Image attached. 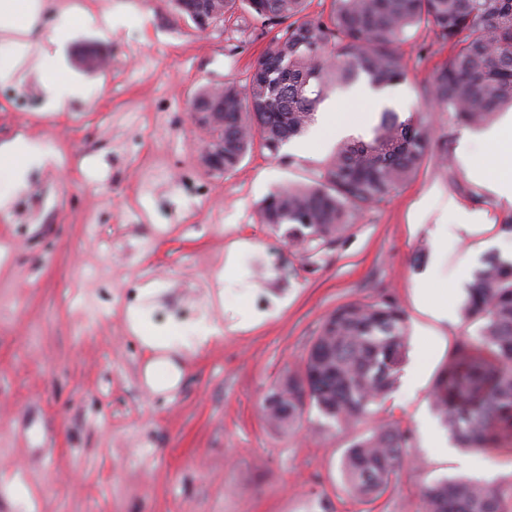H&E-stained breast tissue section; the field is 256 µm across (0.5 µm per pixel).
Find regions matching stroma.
<instances>
[{"label":"stroma","instance_id":"1","mask_svg":"<svg viewBox=\"0 0 512 512\" xmlns=\"http://www.w3.org/2000/svg\"><path fill=\"white\" fill-rule=\"evenodd\" d=\"M87 11L116 20L75 24ZM72 30L58 45V28ZM270 34L249 15L199 33L172 0H42L0 81V146L50 153L24 189H0V512H419L423 482L460 475L430 389L466 331L464 290L432 317L466 258L512 251L505 206L457 161L423 163L315 257L259 218L261 201L311 177L340 137L315 122L285 160L253 150L232 172L204 168L191 100L245 83ZM111 70L81 67L84 51ZM406 107L448 48L429 31L403 45ZM74 83L47 107L43 76ZM479 231L433 232L449 198ZM392 295L409 327L398 385L357 431L307 410L283 433L260 414L276 380L305 360L338 305ZM393 419L414 434L395 489L375 505L347 494L338 461L355 432Z\"/></svg>","mask_w":512,"mask_h":512}]
</instances>
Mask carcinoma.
I'll list each match as a JSON object with an SVG mask.
<instances>
[{"label": "carcinoma", "mask_w": 512, "mask_h": 512, "mask_svg": "<svg viewBox=\"0 0 512 512\" xmlns=\"http://www.w3.org/2000/svg\"><path fill=\"white\" fill-rule=\"evenodd\" d=\"M232 17L244 10L275 31L248 81L199 91L191 107L224 112V172L254 146L278 159L303 136L338 85L361 78L377 88L407 80L401 46L422 29L448 45L426 86L432 110L472 129L512 106V0H330L312 17L308 0H200ZM448 162V133L436 135L424 113L380 112L371 138L347 139L312 180L286 183L259 207L260 222L286 227L288 241L316 253L337 241L355 215L413 179L424 161ZM474 331L454 340L431 386L441 424L460 448L512 444V259L486 257L462 305ZM403 309L388 295L336 307L323 320L301 370H288L262 400L267 422L287 430L315 408L329 422L356 426L396 388L408 352ZM413 435L385 421L354 437L338 470L349 492L372 504L395 488L410 463ZM422 512H512V483L444 477L423 482Z\"/></svg>", "instance_id": "carcinoma-1"}]
</instances>
